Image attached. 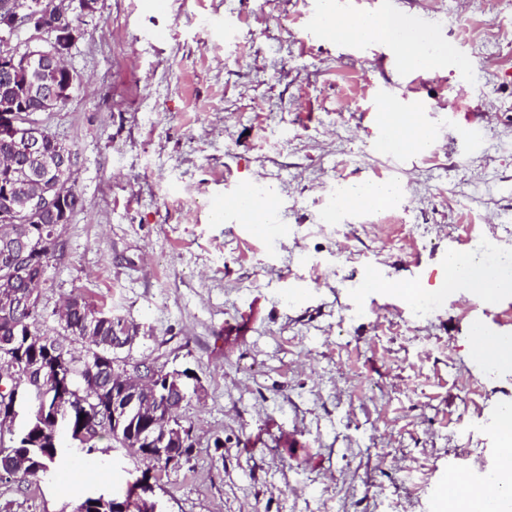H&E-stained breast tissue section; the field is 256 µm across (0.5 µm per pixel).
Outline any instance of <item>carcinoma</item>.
<instances>
[{"label": "carcinoma", "mask_w": 512, "mask_h": 512, "mask_svg": "<svg viewBox=\"0 0 512 512\" xmlns=\"http://www.w3.org/2000/svg\"><path fill=\"white\" fill-rule=\"evenodd\" d=\"M59 75V81L68 75L57 71V66L46 61L42 71L24 79L10 78L0 73V105L16 103L26 106L19 113L21 119L30 117L37 109V94L44 77ZM10 160V165L0 164V222L10 209L17 206L16 199L4 195V187L13 180L14 173L45 171L38 155H23L14 151L11 144L0 140V159ZM59 193L64 195L70 211L79 205V196L70 183V174L56 177ZM51 213L39 215L36 223L28 225L27 235L10 240L0 238V275L8 269L14 254L24 248L29 252L30 265L27 275L13 283L11 291L24 297L34 282L46 284L47 270L52 260L63 248V235L54 228ZM43 310L5 312L0 309V371L8 370L11 380L25 385L29 390L30 414L20 428L16 439L0 436V479L12 476L6 469V460L17 454L28 457L29 476L52 479L57 474V464L63 456V439L71 447L89 454L107 439L112 447L132 450L150 463H166L191 455L193 447L168 448L159 458L136 448L140 431L145 422H135L124 416L112 421V405H121L123 399H112V360L128 359L130 354L112 350V341L122 335V321L112 313L91 306L78 295L67 300V313L62 330L79 339L88 335V343L77 351L65 350L57 339L44 328ZM115 497L105 493L88 494L79 501L80 512H113Z\"/></svg>", "instance_id": "obj_1"}]
</instances>
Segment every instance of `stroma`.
I'll return each mask as SVG.
<instances>
[{"instance_id":"35a3bbf8","label":"stroma","mask_w":512,"mask_h":512,"mask_svg":"<svg viewBox=\"0 0 512 512\" xmlns=\"http://www.w3.org/2000/svg\"><path fill=\"white\" fill-rule=\"evenodd\" d=\"M389 6L440 30V69L330 39L318 0H98L66 58L78 89L35 115L72 150L80 196L45 311L83 296L137 330L131 357L199 385L161 512H436L449 470L497 463L486 422L512 405V369L486 374L468 323L512 336V291L483 303L443 263L484 242L512 279V0ZM389 101L442 138L387 150ZM366 179L403 201L346 208ZM249 183L276 194L270 231L220 207ZM93 458L108 482L0 481V512L121 498L146 468L104 445Z\"/></svg>"}]
</instances>
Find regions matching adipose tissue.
<instances>
[{"label":"adipose tissue","mask_w":512,"mask_h":512,"mask_svg":"<svg viewBox=\"0 0 512 512\" xmlns=\"http://www.w3.org/2000/svg\"><path fill=\"white\" fill-rule=\"evenodd\" d=\"M321 11L328 35L338 39L387 41L397 47L409 66L432 69L446 58L444 48L433 46L426 30L406 29L399 14L349 21L333 9L332 0H321ZM382 111L385 121L396 126L401 134L400 139L392 143V150L418 152L427 145L425 127L415 113L400 111L390 104L384 105ZM503 421L498 475L491 479L488 494L450 497L452 512H491L497 501L512 495V407L506 408Z\"/></svg>","instance_id":"obj_1"}]
</instances>
